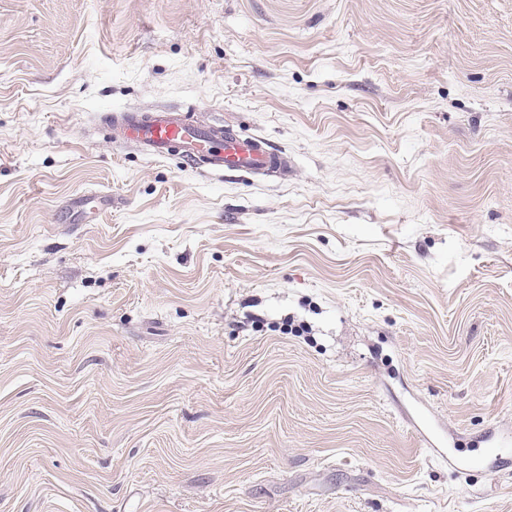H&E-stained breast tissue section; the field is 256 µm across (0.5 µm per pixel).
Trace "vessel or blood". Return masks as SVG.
I'll return each mask as SVG.
<instances>
[{
    "label": "vessel or blood",
    "instance_id": "1",
    "mask_svg": "<svg viewBox=\"0 0 512 512\" xmlns=\"http://www.w3.org/2000/svg\"><path fill=\"white\" fill-rule=\"evenodd\" d=\"M108 123L113 141L160 157L175 152L213 173H271L288 165L287 154L264 139L204 126L183 112L127 110L110 116Z\"/></svg>",
    "mask_w": 512,
    "mask_h": 512
}]
</instances>
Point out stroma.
Wrapping results in <instances>:
<instances>
[{"label":"stroma","instance_id":"obj_1","mask_svg":"<svg viewBox=\"0 0 512 512\" xmlns=\"http://www.w3.org/2000/svg\"><path fill=\"white\" fill-rule=\"evenodd\" d=\"M0 512H512V0H0ZM112 140L163 157L177 152L213 173H271L288 167V155L259 137L204 126L176 111L127 110L108 117Z\"/></svg>","mask_w":512,"mask_h":512}]
</instances>
